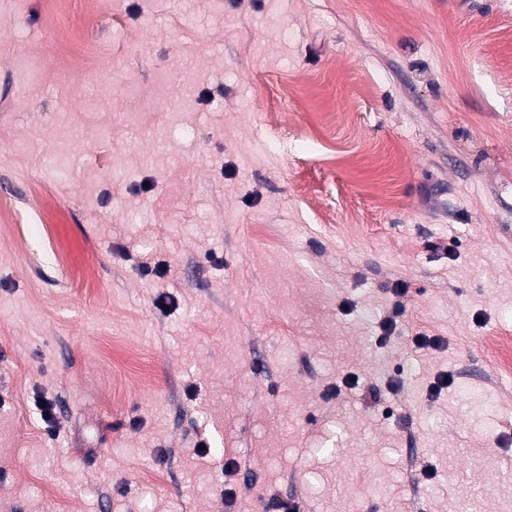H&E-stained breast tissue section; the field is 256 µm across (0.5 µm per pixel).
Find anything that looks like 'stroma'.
Listing matches in <instances>:
<instances>
[{"instance_id":"stroma-1","label":"stroma","mask_w":512,"mask_h":512,"mask_svg":"<svg viewBox=\"0 0 512 512\" xmlns=\"http://www.w3.org/2000/svg\"><path fill=\"white\" fill-rule=\"evenodd\" d=\"M119 3L0 0V512H512V0Z\"/></svg>"}]
</instances>
